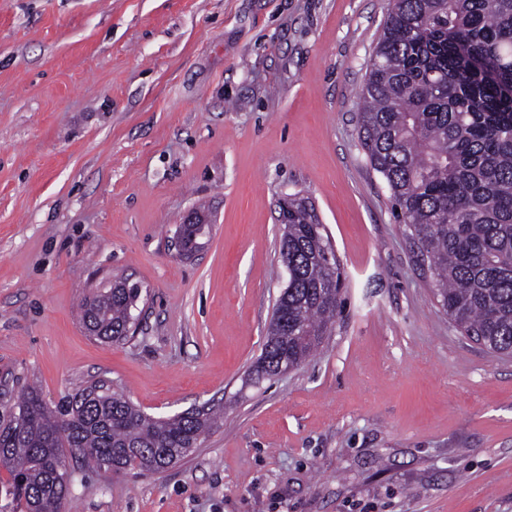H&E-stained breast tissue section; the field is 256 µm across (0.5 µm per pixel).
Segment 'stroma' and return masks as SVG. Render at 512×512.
I'll list each match as a JSON object with an SVG mask.
<instances>
[{
    "label": "stroma",
    "mask_w": 512,
    "mask_h": 512,
    "mask_svg": "<svg viewBox=\"0 0 512 512\" xmlns=\"http://www.w3.org/2000/svg\"><path fill=\"white\" fill-rule=\"evenodd\" d=\"M389 9L0 0V406L104 377L155 417L224 408L164 472L70 462L66 512H512V358L450 322L360 139ZM296 193L346 291L318 354L255 387ZM115 276L142 300L112 344L79 306ZM209 226L210 224L197 223L195 212L191 211L187 214L183 224H179L176 230L182 255L189 256L200 248L202 243L199 240L209 234Z\"/></svg>",
    "instance_id": "stroma-1"
}]
</instances>
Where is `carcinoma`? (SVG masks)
Returning a JSON list of instances; mask_svg holds the SVG:
<instances>
[{
  "instance_id": "obj_1",
  "label": "carcinoma",
  "mask_w": 512,
  "mask_h": 512,
  "mask_svg": "<svg viewBox=\"0 0 512 512\" xmlns=\"http://www.w3.org/2000/svg\"><path fill=\"white\" fill-rule=\"evenodd\" d=\"M362 145L394 208L428 253L441 308L465 336L512 356V0H392L361 89ZM282 262L292 276L252 371L307 363L332 335L340 260L309 198L279 204ZM207 224H181L189 256ZM142 289L125 278L83 301L90 335L132 337ZM212 404L146 414L95 383L51 408L34 391L0 409V468L26 512H63L68 456L88 467L159 473L188 456L218 421Z\"/></svg>"
}]
</instances>
